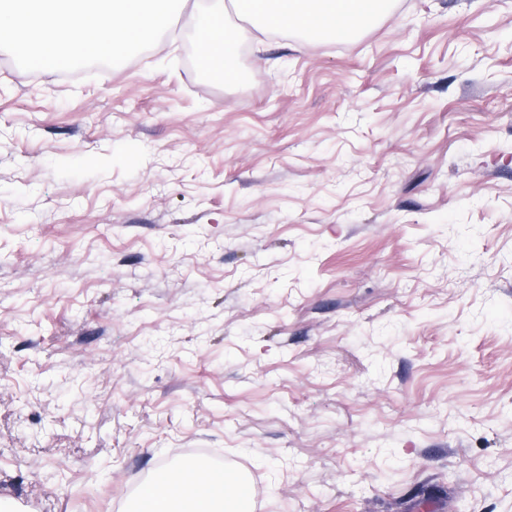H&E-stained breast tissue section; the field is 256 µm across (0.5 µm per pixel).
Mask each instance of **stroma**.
<instances>
[{
    "label": "stroma",
    "mask_w": 512,
    "mask_h": 512,
    "mask_svg": "<svg viewBox=\"0 0 512 512\" xmlns=\"http://www.w3.org/2000/svg\"><path fill=\"white\" fill-rule=\"evenodd\" d=\"M187 4L73 76L0 51V512H512V0L344 39ZM166 469L164 480L151 479L138 491L133 512H252L253 492L242 498L239 476L232 481L221 474L199 475L196 461L184 462L180 469Z\"/></svg>",
    "instance_id": "stroma-1"
}]
</instances>
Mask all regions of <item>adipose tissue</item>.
I'll list each match as a JSON object with an SVG mask.
<instances>
[{"label":"adipose tissue","instance_id":"obj_1","mask_svg":"<svg viewBox=\"0 0 512 512\" xmlns=\"http://www.w3.org/2000/svg\"><path fill=\"white\" fill-rule=\"evenodd\" d=\"M232 11L258 20L264 31L289 27L319 38L350 35L371 19L359 0H202L196 24L204 57H234L244 34L227 25ZM133 512H253V500L240 496L237 481L200 474L191 460L144 484Z\"/></svg>","mask_w":512,"mask_h":512}]
</instances>
